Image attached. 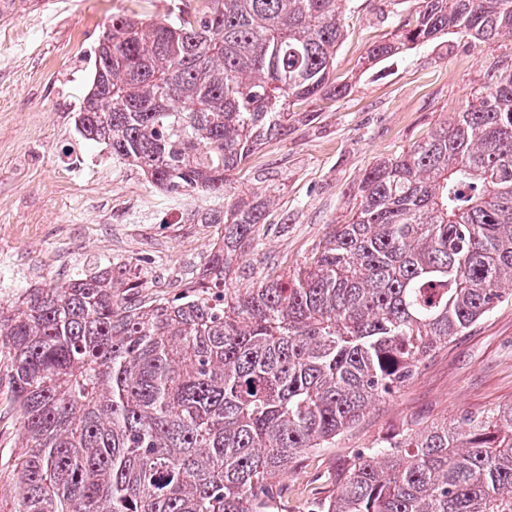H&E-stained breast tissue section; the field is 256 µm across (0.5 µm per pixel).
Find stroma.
<instances>
[{
    "mask_svg": "<svg viewBox=\"0 0 512 512\" xmlns=\"http://www.w3.org/2000/svg\"><path fill=\"white\" fill-rule=\"evenodd\" d=\"M183 0H0V304L26 290L98 268L138 284L143 300L172 299L196 281L221 225L199 223L224 196L171 194L104 145L77 133L95 52L112 15L157 20ZM414 0H346V35L335 59L352 84L287 140L263 145L227 184L272 203L258 239L244 248L227 285L292 275L353 216L357 185L448 122L485 85L512 38L478 42L448 33L378 62L370 45L393 31ZM512 402V301L426 359L410 382L372 405L333 447L289 473L288 512L332 494L353 457L403 422L454 418Z\"/></svg>",
    "mask_w": 512,
    "mask_h": 512,
    "instance_id": "1",
    "label": "stroma"
}]
</instances>
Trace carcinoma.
<instances>
[{
    "label": "carcinoma",
    "mask_w": 512,
    "mask_h": 512,
    "mask_svg": "<svg viewBox=\"0 0 512 512\" xmlns=\"http://www.w3.org/2000/svg\"><path fill=\"white\" fill-rule=\"evenodd\" d=\"M343 0H203L112 17L108 93L82 138L177 194L220 193L294 108L335 102ZM453 33L512 37V0H417L369 60ZM360 205L285 281L225 287L267 196L229 198L200 279L146 302L109 270L0 307V394L19 431L11 512H282L284 477L512 298V60L454 118L377 162ZM310 512H512V403L357 454Z\"/></svg>",
    "instance_id": "obj_1"
}]
</instances>
